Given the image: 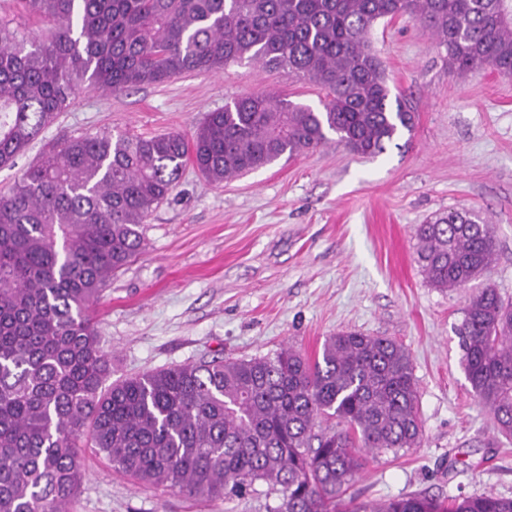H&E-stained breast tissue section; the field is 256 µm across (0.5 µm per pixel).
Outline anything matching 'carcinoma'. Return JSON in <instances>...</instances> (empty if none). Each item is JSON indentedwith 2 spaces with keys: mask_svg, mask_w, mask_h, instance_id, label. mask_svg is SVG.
Segmentation results:
<instances>
[{
  "mask_svg": "<svg viewBox=\"0 0 512 512\" xmlns=\"http://www.w3.org/2000/svg\"><path fill=\"white\" fill-rule=\"evenodd\" d=\"M43 40L0 20V167L12 166L77 81L105 93L253 61L324 92L323 110L260 92L207 113L187 139L121 130L63 138L0 195V512H71L85 450L137 483L200 500L274 497L266 512H512V498L383 502L348 493L362 452L420 446L411 356L356 332L311 358L292 346L113 382L92 305L143 248L141 224L187 163L222 184L314 150L336 134L376 156L414 115L390 98L369 35L382 19L423 23L448 72L512 75V0H29ZM429 283L464 288L496 252L492 225L453 210L416 228ZM474 396L512 436V302L491 285L459 329Z\"/></svg>",
  "mask_w": 512,
  "mask_h": 512,
  "instance_id": "1",
  "label": "carcinoma"
}]
</instances>
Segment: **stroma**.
<instances>
[{"mask_svg":"<svg viewBox=\"0 0 512 512\" xmlns=\"http://www.w3.org/2000/svg\"><path fill=\"white\" fill-rule=\"evenodd\" d=\"M370 40L412 132L375 157L328 143L221 185L185 167L170 200L141 226L143 251L93 305L114 377L213 357L250 358L286 345L315 355L343 331L409 351L423 441L368 454L351 487L363 500L412 493L512 498V439L473 395L459 328L474 289L512 298V77L482 67L449 74L419 21L374 25ZM266 91L317 109L322 91L284 70L234 63L124 92L79 90L18 158L0 191L51 143L121 129L192 136L208 112ZM470 209L493 226L484 281L441 290L417 256V225ZM71 512H265L263 497L202 502L133 485L94 454Z\"/></svg>","mask_w":512,"mask_h":512,"instance_id":"1","label":"stroma"}]
</instances>
